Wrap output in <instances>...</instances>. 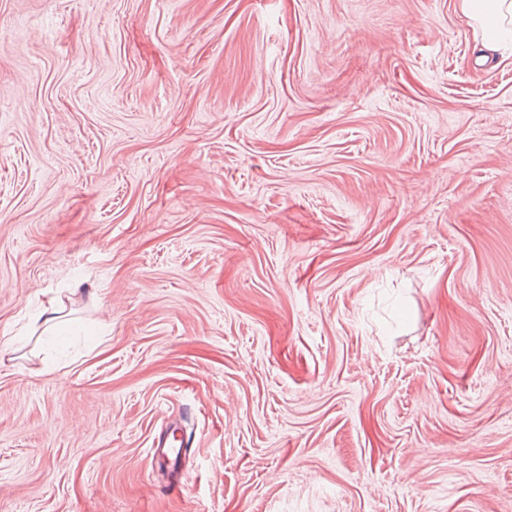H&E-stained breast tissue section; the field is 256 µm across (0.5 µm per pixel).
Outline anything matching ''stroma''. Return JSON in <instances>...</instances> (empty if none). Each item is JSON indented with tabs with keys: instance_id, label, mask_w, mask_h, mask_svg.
I'll use <instances>...</instances> for the list:
<instances>
[{
	"instance_id": "stroma-1",
	"label": "stroma",
	"mask_w": 512,
	"mask_h": 512,
	"mask_svg": "<svg viewBox=\"0 0 512 512\" xmlns=\"http://www.w3.org/2000/svg\"><path fill=\"white\" fill-rule=\"evenodd\" d=\"M0 512H512V51L0 0Z\"/></svg>"
}]
</instances>
